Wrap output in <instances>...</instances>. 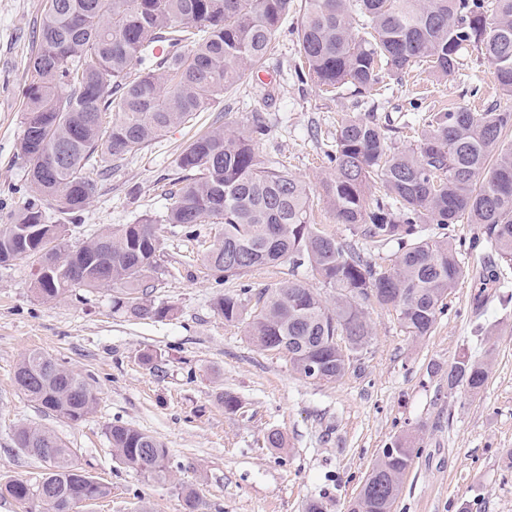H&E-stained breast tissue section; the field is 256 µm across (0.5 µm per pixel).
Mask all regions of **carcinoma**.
<instances>
[{
  "label": "carcinoma",
  "instance_id": "cac0c4a2",
  "mask_svg": "<svg viewBox=\"0 0 512 512\" xmlns=\"http://www.w3.org/2000/svg\"><path fill=\"white\" fill-rule=\"evenodd\" d=\"M294 0H45L38 48L23 87L19 154L27 167L25 200L0 225V266L30 258L49 264L34 280L44 302L77 289L121 290L112 308L133 318L162 317L170 308L149 299L160 269L157 224H176L186 237L199 224H220V238L200 258L217 282L254 268L288 262L332 293L292 280L252 293L248 284L216 298L229 323H244L264 351L284 353L304 379L335 382L350 355L366 349L373 328L361 307L390 308L405 332L431 333L445 300L466 269L446 230L483 226L486 241L512 266V111L491 104L431 112L421 138L406 149L388 142L369 117L346 116L328 152L333 178L324 185L336 223L374 243L397 245L390 268H379L350 242L311 222L313 189L284 166L257 156L256 122L246 136L219 125L181 151L182 186L165 218L105 229L65 260L66 226L75 223L112 162L147 147L170 128L210 112L242 77L264 70L272 40ZM299 52L317 86L347 89L363 106L375 87L416 66L438 77L465 69L470 46L494 68L512 96V0H304ZM52 206L58 219L47 215ZM42 225L52 237L31 231ZM319 366V375L309 365ZM463 355L448 366V390L477 395L490 371ZM17 389L44 412L78 423L96 406L92 386L59 360L30 352L18 364ZM112 457L147 478H171L168 449L124 424L107 428ZM15 442L47 463L35 481L0 485L26 512H64L106 498L111 488L75 462L76 452L52 430L30 424ZM415 449L399 437L383 450L348 512H393Z\"/></svg>",
  "mask_w": 512,
  "mask_h": 512
}]
</instances>
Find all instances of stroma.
<instances>
[{
  "label": "stroma",
  "instance_id": "35a3bbf8",
  "mask_svg": "<svg viewBox=\"0 0 512 512\" xmlns=\"http://www.w3.org/2000/svg\"><path fill=\"white\" fill-rule=\"evenodd\" d=\"M43 6L44 0H0V224L23 202L22 88ZM297 16L290 11L276 33L265 71L242 78L225 94L220 113H200L113 163L70 244L162 216L180 152L213 123L244 134L257 119L269 129L255 144L258 155L284 161L313 188V215L324 232L352 238L323 192L332 175L329 145L352 100L323 94L299 74ZM375 103L376 122L399 148L421 136L425 114L459 107L479 112L490 103L512 110L494 67L473 56L464 75L442 80L418 70L391 81ZM449 231L461 246L466 274L432 332L409 336L394 311L367 302L373 340L331 383L299 377L285 356L261 351L244 324L225 322L218 313L213 299L219 287L187 257L208 249L219 225H200L191 241L179 226L159 225L162 269L151 300L172 307L163 318L114 311L118 291L112 287L44 302L34 293L32 260L0 267V483L46 472V463L14 440L19 425L35 424L54 431L75 449L78 466L111 488L108 498L76 512H186L188 488L203 499L205 512H305L312 499L321 500L323 512H347L381 450L409 433L417 454L394 512H461L466 506L512 512V459L506 455L512 449V282L482 284V272L499 257L481 225L454 224ZM488 349L494 362L482 391L449 390V365ZM32 351L65 362L92 385L97 404L86 420L73 424L45 414L17 390L15 368ZM146 353L154 355L153 366L142 364ZM224 392L238 397L237 413L225 412ZM114 423L160 440L173 478L158 483L116 463L106 437ZM273 430L283 435L284 447H266Z\"/></svg>",
  "mask_w": 512,
  "mask_h": 512
}]
</instances>
